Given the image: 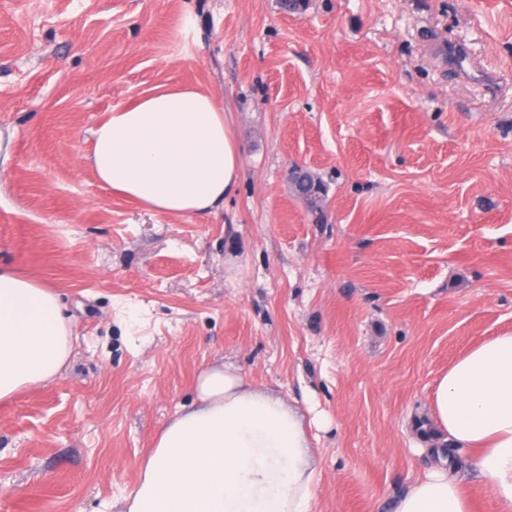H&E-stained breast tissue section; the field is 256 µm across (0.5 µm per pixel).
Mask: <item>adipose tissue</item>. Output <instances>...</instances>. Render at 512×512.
Returning <instances> with one entry per match:
<instances>
[{"mask_svg":"<svg viewBox=\"0 0 512 512\" xmlns=\"http://www.w3.org/2000/svg\"><path fill=\"white\" fill-rule=\"evenodd\" d=\"M241 146L213 91L154 88L113 108L85 155L98 183L165 216L224 206ZM58 295L0 267V401L54 381L72 350ZM196 405L175 413L140 466L127 512H313L316 469L304 419L231 365L196 378ZM432 415L442 440L472 455L495 512H512V333L491 337L439 377ZM394 512H474L468 483L446 458L401 494Z\"/></svg>","mask_w":512,"mask_h":512,"instance_id":"1","label":"adipose tissue"}]
</instances>
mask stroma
I'll use <instances>...</instances> for the list:
<instances>
[{"mask_svg": "<svg viewBox=\"0 0 512 512\" xmlns=\"http://www.w3.org/2000/svg\"><path fill=\"white\" fill-rule=\"evenodd\" d=\"M176 82L242 147L213 214L143 210L83 161L106 112ZM0 266L73 338L0 402V512H124L223 364L303 415L314 512H387L429 467L438 377L512 333V0H0Z\"/></svg>", "mask_w": 512, "mask_h": 512, "instance_id": "stroma-1", "label": "stroma"}]
</instances>
